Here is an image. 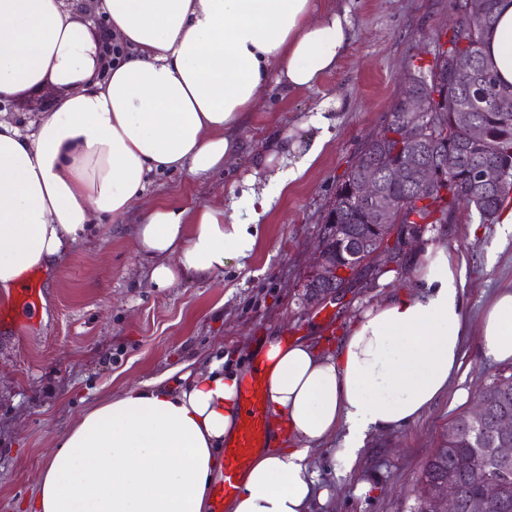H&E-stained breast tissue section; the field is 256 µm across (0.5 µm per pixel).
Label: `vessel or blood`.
Instances as JSON below:
<instances>
[{"label":"vessel or blood","instance_id":"b4317fda","mask_svg":"<svg viewBox=\"0 0 512 512\" xmlns=\"http://www.w3.org/2000/svg\"><path fill=\"white\" fill-rule=\"evenodd\" d=\"M41 289L34 280L25 281L15 291V301L0 310L4 323L34 324L39 310ZM242 416L234 441L226 444L223 453V478L214 487L212 495L215 512H221L225 499L236 494L242 472L249 465L254 453L264 447L270 423V414L263 384L259 377H251L240 394Z\"/></svg>","mask_w":512,"mask_h":512}]
</instances>
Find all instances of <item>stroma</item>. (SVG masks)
<instances>
[{
	"instance_id": "35a3bbf8",
	"label": "stroma",
	"mask_w": 512,
	"mask_h": 512,
	"mask_svg": "<svg viewBox=\"0 0 512 512\" xmlns=\"http://www.w3.org/2000/svg\"><path fill=\"white\" fill-rule=\"evenodd\" d=\"M349 8L353 40L336 69L314 89L287 93L271 87L241 133L243 149L206 175L174 172L151 177L148 203L185 208L225 204L228 188L249 171L273 126L292 128L312 116L329 119L331 137L316 161L267 212L243 214L257 225V246L241 263L211 280L155 288L137 253V213L113 219L47 269L30 271L41 288L36 332L0 327V512H17L34 493L55 440L86 411L133 384L163 374L179 376L186 362L217 352L247 357L260 337L337 339L359 309L382 300L388 287L412 284V246L403 247L390 286L380 269L363 268L340 300L308 309L301 284L323 232V218L362 143L387 123L403 89L402 76L429 63L433 39L445 29L452 0H322ZM466 259V317L462 365L452 383L465 399L440 398L420 418L372 436L352 470L329 450L311 463L329 491L315 512H411L425 462L448 434V424L469 411L504 364L484 357L481 315L501 289H512V235L478 215L451 216L425 230Z\"/></svg>"
}]
</instances>
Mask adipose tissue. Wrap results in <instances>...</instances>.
Here are the masks:
<instances>
[{
    "label": "adipose tissue",
    "instance_id": "adipose-tissue-1",
    "mask_svg": "<svg viewBox=\"0 0 512 512\" xmlns=\"http://www.w3.org/2000/svg\"><path fill=\"white\" fill-rule=\"evenodd\" d=\"M101 9L126 51L111 64L66 0H0V98L63 89L33 132L0 118V288L134 208L155 287L222 274L257 244L240 208L267 207L329 139L322 116L277 134L230 208L146 204L149 176L202 175L233 160L265 91L314 88L348 50L352 22L317 0H103ZM484 52L512 84V0H501ZM424 250L416 281L352 319L336 347L273 334L239 366L214 357L102 401L56 441L23 512H209L217 454L237 435L241 385L256 374L272 415L267 446L225 508L311 512L327 496L315 449L333 447L353 468L372 435L417 419L457 375L466 262L432 243ZM479 334L486 358L512 362V289L494 297Z\"/></svg>",
    "mask_w": 512,
    "mask_h": 512
}]
</instances>
